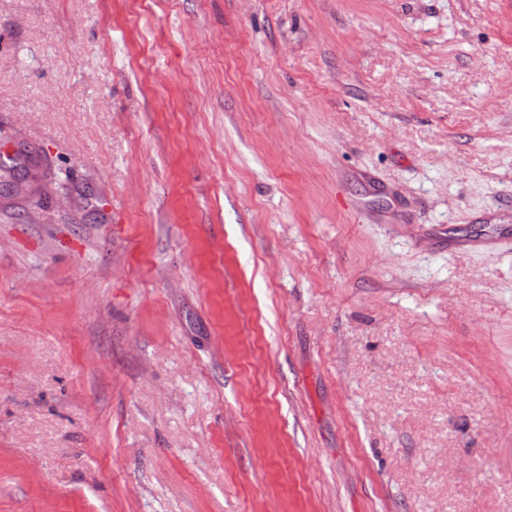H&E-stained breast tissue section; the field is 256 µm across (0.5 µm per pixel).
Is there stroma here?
Returning a JSON list of instances; mask_svg holds the SVG:
<instances>
[{
	"instance_id": "1",
	"label": "stroma",
	"mask_w": 512,
	"mask_h": 512,
	"mask_svg": "<svg viewBox=\"0 0 512 512\" xmlns=\"http://www.w3.org/2000/svg\"><path fill=\"white\" fill-rule=\"evenodd\" d=\"M0 512H512V0H0Z\"/></svg>"
}]
</instances>
